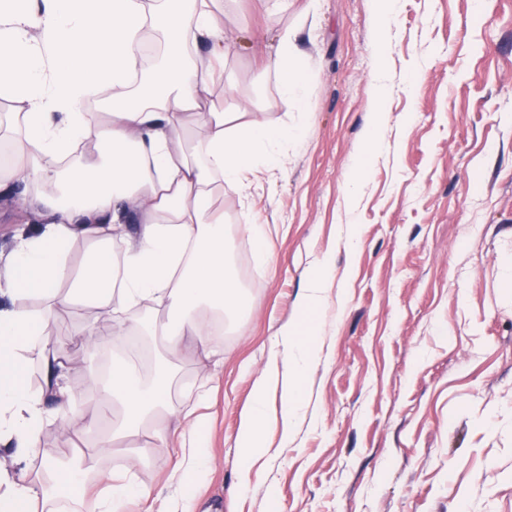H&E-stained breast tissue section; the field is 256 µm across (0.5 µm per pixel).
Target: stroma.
<instances>
[{
  "label": "stroma",
  "instance_id": "35a3bbf8",
  "mask_svg": "<svg viewBox=\"0 0 512 512\" xmlns=\"http://www.w3.org/2000/svg\"><path fill=\"white\" fill-rule=\"evenodd\" d=\"M293 0L287 14L237 0L239 21L276 44L297 32L306 104H284L274 73L227 42V101L249 96L262 120L303 129L283 170H256L247 197L224 193L235 282L250 300L241 328L179 360L169 401L208 417L212 461L192 512H512V0H400L388 29L375 0ZM384 122L374 148L366 132ZM265 225L256 245L247 223ZM356 249L344 244L347 234ZM332 254L335 276L288 447L270 392L272 443L242 474L237 434L283 326L305 324L306 271ZM111 330L97 351L79 329ZM52 331L71 362V414L99 397L96 376L129 335L85 306ZM180 439L106 470L176 495Z\"/></svg>",
  "mask_w": 512,
  "mask_h": 512
}]
</instances>
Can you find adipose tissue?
I'll list each match as a JSON object with an SVG mask.
<instances>
[{"label": "adipose tissue", "mask_w": 512, "mask_h": 512, "mask_svg": "<svg viewBox=\"0 0 512 512\" xmlns=\"http://www.w3.org/2000/svg\"><path fill=\"white\" fill-rule=\"evenodd\" d=\"M231 3L0 0V95L14 105L0 134L9 144L0 196L20 192L40 224L0 267V444L17 448L21 465L17 477L0 473V512H77L88 457L111 456L121 440L133 441L142 460L173 434L187 436L177 463L187 481L208 464L206 419L168 403L176 379L171 364H160L146 382L132 360L116 357L100 403L76 417L81 429L97 434L89 456L46 457L35 473L27 467L42 431L69 411L71 391L60 383L67 349L51 332L62 307L85 305L117 322L152 311L173 359L209 348L216 317L247 309L233 280L220 199L225 190L244 189L252 163L285 168L298 133L255 119L247 97L228 111L213 107L224 85V45L240 27ZM153 33L162 35L164 51L147 69ZM252 52L275 71L282 98L303 104L290 32L275 52L258 40ZM106 91L112 103L93 117L85 102ZM84 144L93 146V158L81 152ZM117 242L123 250L116 255ZM77 244L84 259L72 266ZM29 294L40 297L39 308L20 305ZM31 352L43 371L35 391L24 380ZM318 356L297 326L280 330L238 432L243 471L267 451L272 387L282 389L280 442L292 440L303 401L299 380ZM49 392L57 400L52 412L44 404Z\"/></svg>", "instance_id": "1"}]
</instances>
